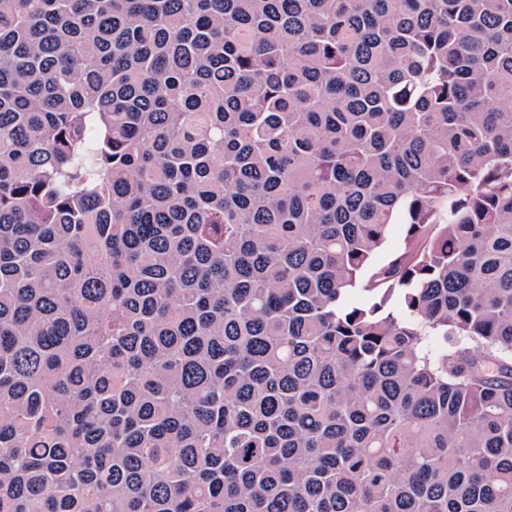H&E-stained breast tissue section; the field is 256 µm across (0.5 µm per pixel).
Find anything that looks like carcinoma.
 Masks as SVG:
<instances>
[{"label":"carcinoma","instance_id":"cac0c4a2","mask_svg":"<svg viewBox=\"0 0 512 512\" xmlns=\"http://www.w3.org/2000/svg\"><path fill=\"white\" fill-rule=\"evenodd\" d=\"M0 512H512V0H0ZM404 224H391L388 239L382 248L375 254L374 263L378 266L388 264L400 254L404 248Z\"/></svg>","mask_w":512,"mask_h":512}]
</instances>
